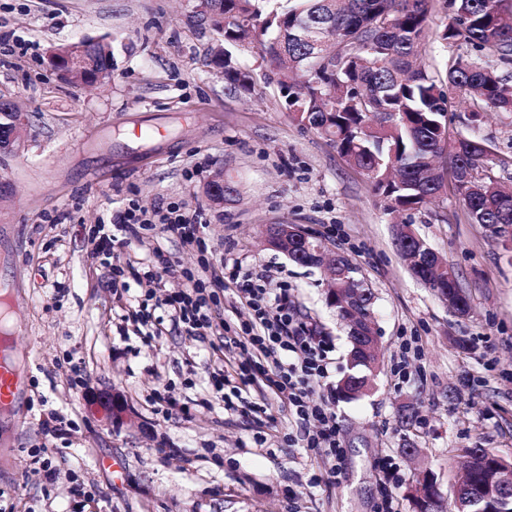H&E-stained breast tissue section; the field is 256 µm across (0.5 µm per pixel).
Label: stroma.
<instances>
[{
    "mask_svg": "<svg viewBox=\"0 0 512 512\" xmlns=\"http://www.w3.org/2000/svg\"><path fill=\"white\" fill-rule=\"evenodd\" d=\"M112 45L102 84L65 81L48 63L55 46ZM222 37L194 0H0V101L28 116L24 148L0 155V291L16 292L14 336L26 390L0 422V512H377V458L397 462L394 512H416L419 470L440 499L461 475L460 453L485 448L512 462V248L472 223L453 187L409 217L412 232L456 271L470 302L459 316L413 277L399 254L382 195L330 142L298 126L251 53L253 84L231 85L210 63ZM450 134L492 146L493 173L512 188V114L469 126V102L447 88ZM160 131L157 139L140 132ZM234 187L210 201L211 177ZM137 202L200 214L205 250L145 230L120 262L94 257L100 224ZM269 224H298L347 256L375 293L383 355L367 394L337 393L346 326L326 303L327 272L269 248ZM129 291L116 296L117 264ZM267 271L296 317L330 346L311 403L336 417L341 465L301 445L287 402L245 386L247 357L212 331L190 336L168 307L137 308L182 291L183 271ZM144 304V303H143ZM223 366L226 400L211 392ZM118 393L130 422L107 425L85 408L87 390ZM420 408L410 429L402 406ZM68 435L45 434L51 415ZM40 448L66 462L46 483Z\"/></svg>",
    "mask_w": 512,
    "mask_h": 512,
    "instance_id": "1",
    "label": "stroma"
}]
</instances>
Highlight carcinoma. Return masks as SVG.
I'll return each instance as SVG.
<instances>
[{
    "mask_svg": "<svg viewBox=\"0 0 512 512\" xmlns=\"http://www.w3.org/2000/svg\"><path fill=\"white\" fill-rule=\"evenodd\" d=\"M431 0H199L215 25H224V47L212 62L224 78L244 82L249 73L236 66L235 53H252L270 68L279 102L292 121L316 131L360 169L389 208L415 211L437 196L443 174L436 150L448 144L445 117L450 107L439 70L415 65L426 50L440 59L448 82L469 96L473 123L488 112H512V86L497 71L512 63V12L502 0H450L453 13L438 37L430 35ZM469 45L477 56H443L454 44ZM463 170L471 179L457 189L471 221L491 228H512V197L503 192L490 167L483 140L455 139L448 173ZM413 275L436 294L456 298L463 310L469 300L458 280L448 281L428 267ZM372 296H349L329 303L338 318L350 311L369 313ZM360 348L350 349L347 389L367 385L369 363L379 361ZM465 453L479 460L467 495L482 501L484 512H512L499 506L496 455L485 448ZM417 512L442 510L437 499L415 498Z\"/></svg>",
    "mask_w": 512,
    "mask_h": 512,
    "instance_id": "obj_1",
    "label": "carcinoma"
}]
</instances>
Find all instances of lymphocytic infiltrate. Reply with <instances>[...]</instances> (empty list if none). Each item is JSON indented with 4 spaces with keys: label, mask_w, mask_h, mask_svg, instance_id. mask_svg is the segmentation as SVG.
Segmentation results:
<instances>
[{
    "label": "lymphocytic infiltrate",
    "mask_w": 512,
    "mask_h": 512,
    "mask_svg": "<svg viewBox=\"0 0 512 512\" xmlns=\"http://www.w3.org/2000/svg\"><path fill=\"white\" fill-rule=\"evenodd\" d=\"M111 222L115 231L100 237L96 252L113 259L118 258L141 231L157 223L185 246L192 248L202 244L198 215H186L177 206H168L166 214L156 221L137 203L131 202L113 213ZM185 278L186 288L166 297L165 305L186 325L188 332L212 328L218 278L198 277L190 272ZM237 286L246 294L254 312L253 321L244 327V344L252 360L241 367V382L247 385L262 379L273 393L287 400L307 447L323 449L331 459L343 460L344 450L335 417L323 406L308 402L313 386L327 374L325 345L310 334L305 324L290 315L287 291L270 294L259 284L257 275L249 272L243 274Z\"/></svg>",
    "instance_id": "f902f5d3"
}]
</instances>
